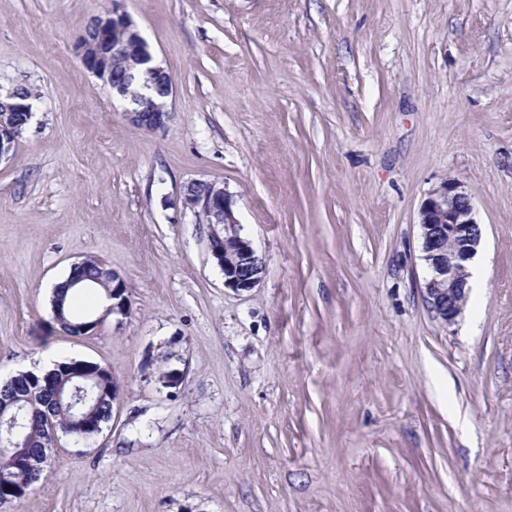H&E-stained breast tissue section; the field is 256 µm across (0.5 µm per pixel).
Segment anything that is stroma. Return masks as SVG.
I'll return each mask as SVG.
<instances>
[{"label": "stroma", "instance_id": "35a3bbf8", "mask_svg": "<svg viewBox=\"0 0 512 512\" xmlns=\"http://www.w3.org/2000/svg\"><path fill=\"white\" fill-rule=\"evenodd\" d=\"M112 0H0V84L34 115L0 162V383L110 367L111 420L63 437L10 512H512V0H124L172 115L133 126L77 43ZM460 180L483 286L445 326L419 211ZM223 187L266 263L224 286ZM92 258L126 315L61 332ZM187 204L200 206L207 224H222L223 233L212 232L211 252L224 272V286L235 291H249L261 281L265 260L251 242L240 234L231 195L213 184L193 186L185 198ZM86 260L87 259H83L77 263H74L72 266L81 265ZM97 264L101 267V271L104 277H106L107 281H112V289L108 294V298L112 300V304L104 310L102 316L106 317L110 314L126 315L129 310V298L126 293L127 288L123 279H121L118 274L111 271V269L106 268L105 265L101 262L97 261ZM98 266L91 262L71 268V271L69 272L70 275L68 273L65 278L60 279L56 284L64 281L68 276L69 277L61 285L54 288L52 292V310L53 312L56 309L60 310V317L58 318L54 313L53 318L60 329L70 335L79 336L85 335L89 332V330L83 329V324L88 321L85 319L86 316H78L74 314L72 309V300L69 299L70 292L74 293L79 289H85L75 288L76 283L79 282L89 284L91 285L90 288H93L94 285L99 288L102 287L103 289L108 288L106 285L100 284L98 282V280L101 278V273Z\"/></svg>", "mask_w": 512, "mask_h": 512}]
</instances>
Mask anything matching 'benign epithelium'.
Returning a JSON list of instances; mask_svg holds the SVG:
<instances>
[{"mask_svg":"<svg viewBox=\"0 0 512 512\" xmlns=\"http://www.w3.org/2000/svg\"><path fill=\"white\" fill-rule=\"evenodd\" d=\"M123 0H112V10L93 19L78 44L79 55L86 68L103 80L112 90V97L126 103L124 112L132 124L155 130L170 118L168 99L172 83L166 70L155 62L150 48L137 30L130 15L121 9ZM33 115L32 94L13 86L0 91V161L9 157L20 138L16 114ZM187 204L199 206L207 223L221 224L223 232L211 234L214 258L224 272V286L235 291H250L261 281L265 260L251 242L240 234L241 228L233 210L231 195L213 184L196 185L188 191ZM423 260L429 269L424 283V297L435 317L453 326L464 309L468 294L467 262L476 254L482 239L481 225L475 219L472 200L463 183L450 179L435 189L420 209ZM102 273L112 282L108 298L112 304L102 316L125 315L129 310L127 288L118 274L104 267ZM96 374L71 373L55 383L49 375L42 380L44 388L53 390V401H66L72 417L67 428L80 430L93 427L101 431L93 411L79 391ZM24 395L0 403V430L11 436L8 447L0 448L28 469L43 468L49 458H31L26 452L29 436L25 432Z\"/></svg>","mask_w":512,"mask_h":512,"instance_id":"7a95c632","label":"benign epithelium"}]
</instances>
